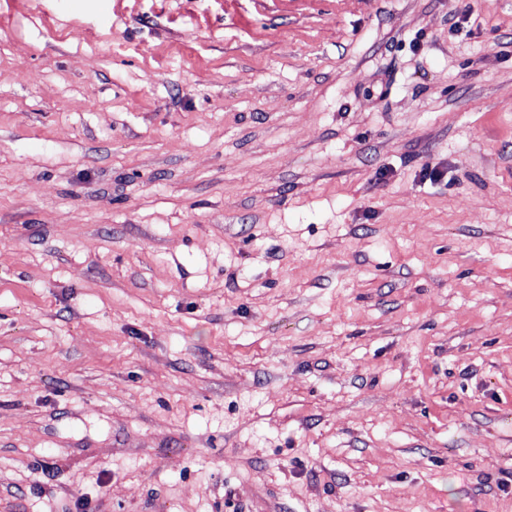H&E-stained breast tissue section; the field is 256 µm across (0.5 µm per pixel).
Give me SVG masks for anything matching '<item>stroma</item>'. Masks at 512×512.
<instances>
[{"instance_id": "stroma-1", "label": "stroma", "mask_w": 512, "mask_h": 512, "mask_svg": "<svg viewBox=\"0 0 512 512\" xmlns=\"http://www.w3.org/2000/svg\"><path fill=\"white\" fill-rule=\"evenodd\" d=\"M0 512H512V0H0Z\"/></svg>"}]
</instances>
